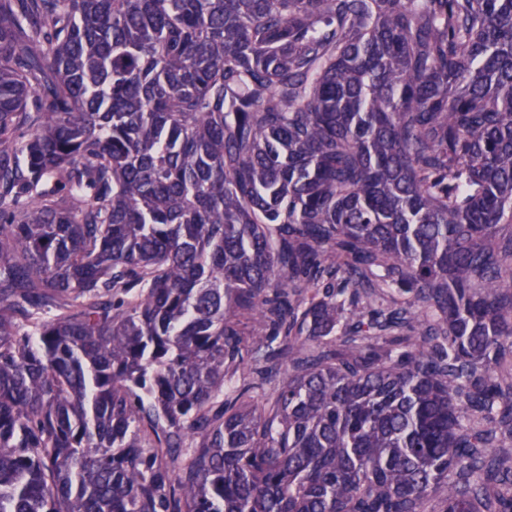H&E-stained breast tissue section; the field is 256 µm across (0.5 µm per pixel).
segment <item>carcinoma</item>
I'll return each instance as SVG.
<instances>
[{"label":"carcinoma","instance_id":"cac0c4a2","mask_svg":"<svg viewBox=\"0 0 512 512\" xmlns=\"http://www.w3.org/2000/svg\"><path fill=\"white\" fill-rule=\"evenodd\" d=\"M503 224L512 0H0V512H512Z\"/></svg>","mask_w":512,"mask_h":512}]
</instances>
